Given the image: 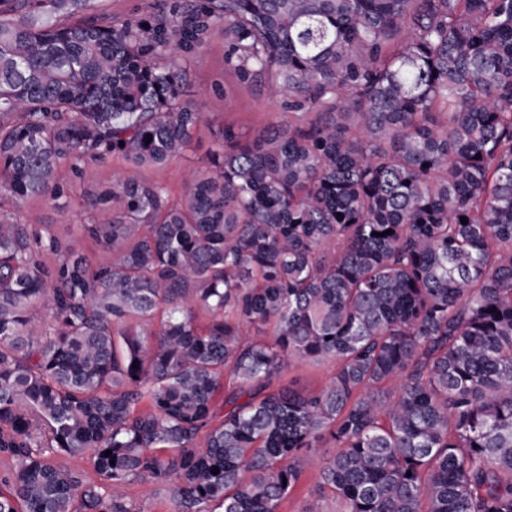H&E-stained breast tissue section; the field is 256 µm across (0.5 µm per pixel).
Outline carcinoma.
<instances>
[{
  "label": "carcinoma",
  "mask_w": 512,
  "mask_h": 512,
  "mask_svg": "<svg viewBox=\"0 0 512 512\" xmlns=\"http://www.w3.org/2000/svg\"><path fill=\"white\" fill-rule=\"evenodd\" d=\"M219 29L305 118L224 127L175 200L141 170ZM112 158L110 261L5 214ZM325 441L336 512H512V0H0V512H279ZM155 7V0H97L94 12L105 18H111L112 16L149 13ZM333 364L324 362L317 366L291 364L283 373L281 384L288 386V381H293L297 387L316 392L327 385L332 376ZM119 492L142 512H175L168 486L164 483L126 484Z\"/></svg>",
  "instance_id": "obj_1"
}]
</instances>
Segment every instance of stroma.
<instances>
[{
    "label": "stroma",
    "mask_w": 512,
    "mask_h": 512,
    "mask_svg": "<svg viewBox=\"0 0 512 512\" xmlns=\"http://www.w3.org/2000/svg\"><path fill=\"white\" fill-rule=\"evenodd\" d=\"M186 72L184 98L204 112V121L196 128L186 151L166 167L142 169L143 179L166 184L173 196L183 191L185 170L191 165L205 164L211 151L219 144L224 127L252 134L267 126L296 121L298 114L289 109L287 100H272L257 85L244 82L237 71L225 61L224 35L215 32L199 54L182 59ZM122 162L108 160L96 166L90 177L69 174V192L58 201L30 199L11 207L14 221L49 228L62 241L91 254L98 262H106L110 253L97 248L79 233L83 224H105L112 218L105 207H89L90 198L110 187L124 172ZM333 448L322 445L311 457L297 489L285 500L280 512H301L306 501L318 495L319 470L324 459L332 456ZM122 496L139 512H174L166 484L132 483L123 485Z\"/></svg>",
    "instance_id": "obj_1"
}]
</instances>
